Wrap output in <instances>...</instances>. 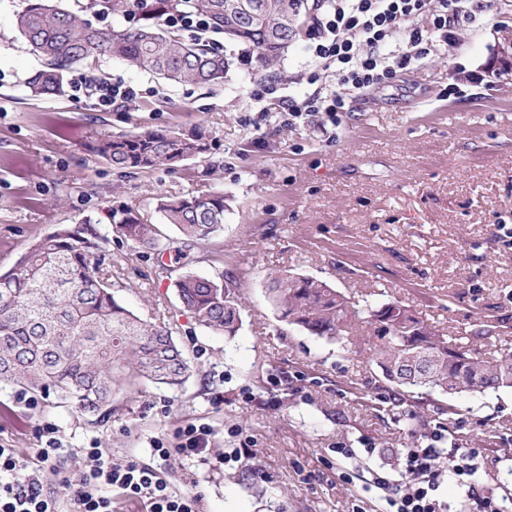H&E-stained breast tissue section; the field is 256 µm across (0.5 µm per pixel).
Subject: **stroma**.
<instances>
[{
	"label": "stroma",
	"mask_w": 512,
	"mask_h": 512,
	"mask_svg": "<svg viewBox=\"0 0 512 512\" xmlns=\"http://www.w3.org/2000/svg\"><path fill=\"white\" fill-rule=\"evenodd\" d=\"M24 0H0V272L38 237L89 220L108 234L114 292L148 321L176 324L191 363L178 388L122 386L103 417L54 395L0 383V444L29 456L35 427L51 423L66 448L72 479L90 444L114 458L134 455L180 492L202 495L200 512H378L364 492L367 470L342 482L339 448L368 442L371 467L393 470L423 422L444 425L450 442L481 449L476 478L512 481V393L406 400L385 387L368 359L367 338L347 349L293 328L265 294L275 273L326 281L353 300L398 298L454 338H470L482 315L506 327L477 341L483 356L512 352V78L490 62L512 0H491L484 26L433 56L395 85L349 98L342 124L265 127L248 90L260 78L238 45L223 86L171 84L116 59L96 74L121 78L141 95L123 111L100 112L68 94L34 97L27 78L40 63L15 30ZM457 94H449V87ZM171 129L204 133L208 152L169 170L118 171L91 151L102 133ZM223 192L224 229L183 255L135 250L110 220L142 209L165 237L177 235L156 199ZM168 271L159 274V263ZM187 272L234 281L244 309L234 337L215 335L178 309L175 281ZM224 402L213 405L215 392ZM208 424L214 452L250 441L249 465L152 455V442L177 428ZM370 467V468H371ZM260 478H253V471Z\"/></svg>",
	"instance_id": "35a3bbf8"
}]
</instances>
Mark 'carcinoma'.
Instances as JSON below:
<instances>
[{"label": "carcinoma", "instance_id": "cac0c4a2", "mask_svg": "<svg viewBox=\"0 0 512 512\" xmlns=\"http://www.w3.org/2000/svg\"><path fill=\"white\" fill-rule=\"evenodd\" d=\"M302 0H151L160 14L174 7L200 11L229 44L258 50L261 69L273 65L302 35ZM15 27L41 68L28 79L34 96L59 94L75 65L109 57L178 83L224 84L231 62L207 40H186L157 22L102 27L68 13L54 0H27ZM117 169L153 171L200 158V133L166 130L103 134L93 147ZM224 193L160 197L156 210L178 237L161 238L157 225L131 208L116 230L138 247L162 255L187 253L224 229ZM108 241L89 221L60 224L37 239L15 266L0 272V381L48 391L96 416L112 407L117 385L149 381L179 387L189 361L175 343L174 326L143 320L112 292V268L98 250ZM181 310L205 329L236 334L240 297L224 277L193 273L176 281ZM266 296L280 318L346 348L356 336L373 339L374 362L401 397L425 390L448 399L512 390V354L482 357L471 342L450 339L397 299L353 302L324 281L288 274L270 277Z\"/></svg>", "mask_w": 512, "mask_h": 512}]
</instances>
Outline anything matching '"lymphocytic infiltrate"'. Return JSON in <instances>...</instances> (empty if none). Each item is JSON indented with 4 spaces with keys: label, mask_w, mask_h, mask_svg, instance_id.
<instances>
[{
    "label": "lymphocytic infiltrate",
    "mask_w": 512,
    "mask_h": 512,
    "mask_svg": "<svg viewBox=\"0 0 512 512\" xmlns=\"http://www.w3.org/2000/svg\"><path fill=\"white\" fill-rule=\"evenodd\" d=\"M314 12L305 32L308 68L302 74L308 90L299 94L272 79L253 82L249 97L255 103L275 98V117L282 126L318 122L335 128L342 121L349 96H360L395 80L401 72L447 50L462 30L479 25L484 0H313ZM72 100L100 111L128 108L140 95L137 88L116 78L90 79L72 73ZM208 424L178 428L172 447L155 440L160 458H213L215 464L244 463L254 452L241 446L229 454H213ZM32 458L0 446V512H112L113 496L140 504L145 512H199L201 494L174 490L153 466L128 456L113 460L111 452L84 449L86 470L72 481L57 461L63 443L55 425L34 432ZM480 449L449 446L448 431L439 423H424L412 446L401 449L397 468L371 471L365 491L374 493L381 512H449L444 484L452 483L470 500V512H512V492H481L475 483L483 468Z\"/></svg>",
    "instance_id": "f902f5d3"
}]
</instances>
